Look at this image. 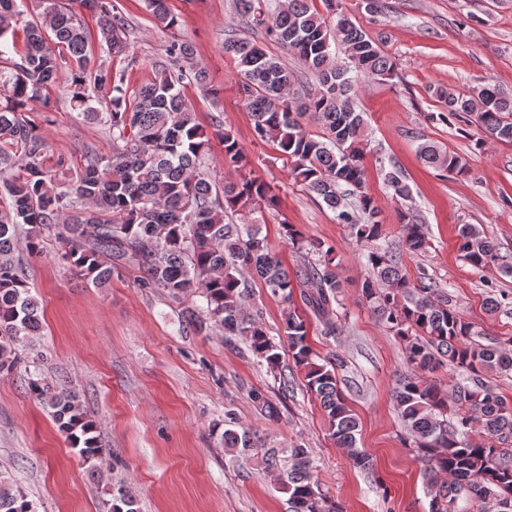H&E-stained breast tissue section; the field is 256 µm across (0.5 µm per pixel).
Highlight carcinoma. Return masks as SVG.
Segmentation results:
<instances>
[{"mask_svg":"<svg viewBox=\"0 0 512 512\" xmlns=\"http://www.w3.org/2000/svg\"><path fill=\"white\" fill-rule=\"evenodd\" d=\"M145 2L163 28L178 25L168 0ZM323 3L324 15L311 8L312 0H282L268 20L261 0H236L240 23L265 28L269 38L299 60L313 83L301 81L281 57L248 37L226 40L224 53L237 62L256 139L276 144L288 160L291 179L320 199L336 223L369 243L383 238L384 225L364 179L368 135L350 73L384 81L394 69L336 0ZM82 9L98 17L100 56L128 67L136 64L117 0H70L64 9L57 0H44L35 20L26 19L24 0H0V46L20 33L24 37L20 61L0 49V96L6 99L0 107V374L20 367V337L41 329L27 269L13 259L15 244L25 235L27 250L35 255L42 231L54 229L60 258L84 280L102 286L118 271V262L131 257L140 271V287L161 288L176 302L201 298L202 304L186 309L184 329L202 333L214 325L227 336H240L271 369L279 368L280 350L288 348L337 445L347 450L355 467L370 469L369 456L357 446V418L337 384L344 360L338 354L323 359L313 351L306 321L298 313L301 307L314 315L326 336L339 332L335 247L292 224L282 225L284 239L303 257L291 275L261 237L260 219L233 222L237 214L275 209L278 195L254 176L246 150L221 117H211L209 131L186 102L184 85H206V70L194 64V45L173 41L154 79L132 94L125 88V70L92 62L90 34L78 14ZM337 45L345 49L349 65L336 63ZM65 68L70 107L107 127L112 147L107 153L87 152L71 182L63 185L58 172L64 161L53 158L46 138L25 113L52 111L53 90ZM428 91L444 108L429 120L446 122L465 114L485 136L512 143V96L496 86L486 84L467 95L441 86ZM100 96L105 98L102 109L91 105ZM307 115L319 124V132L307 130ZM215 137L223 146L224 167L237 174L222 187L205 170ZM419 154L440 172L467 171L465 158L431 141L420 144ZM384 184L393 196L410 197L396 169L384 174ZM399 220L406 230L401 248L384 243L365 254L372 275L363 282L362 294L404 345L407 371L398 379L395 401L423 476L435 488L429 512H512V460L503 448L512 442V404L483 381L487 373L512 370V349L476 341L480 331L448 304L433 278L425 273L409 278L403 254L425 252L428 238L408 213H399ZM458 236L467 264L477 270L496 265L497 245L477 225H461ZM255 278L286 304L282 334L276 338L259 310L246 308ZM444 366L471 376L472 385L424 379V373ZM26 375L29 392L51 409L58 430L92 478L109 482L108 473L97 466L105 449L96 422L76 394L45 383L36 373ZM250 399L268 420H279L278 406L261 391H251ZM450 415L455 419L451 427ZM236 425L235 414L224 412V447L260 467L288 494L289 512H342L323 492L306 448H268ZM476 432L486 440L472 443L470 435ZM109 494L103 512H138L124 486L110 488ZM0 512H34L16 480L2 471Z\"/></svg>","mask_w":512,"mask_h":512,"instance_id":"obj_1","label":"carcinoma"}]
</instances>
